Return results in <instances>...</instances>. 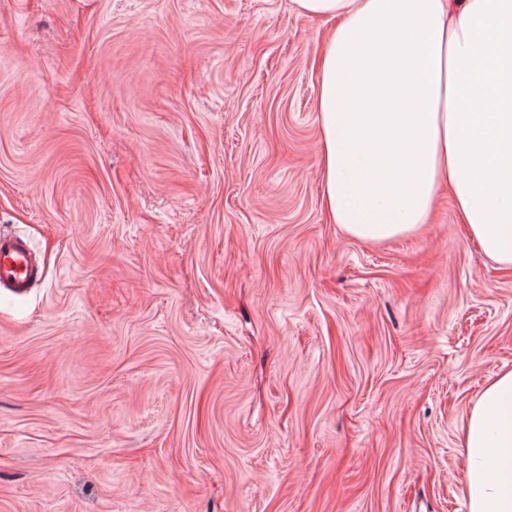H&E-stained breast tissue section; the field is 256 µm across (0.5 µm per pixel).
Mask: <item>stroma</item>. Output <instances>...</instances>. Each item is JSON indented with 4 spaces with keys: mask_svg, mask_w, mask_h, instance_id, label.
Here are the masks:
<instances>
[{
    "mask_svg": "<svg viewBox=\"0 0 512 512\" xmlns=\"http://www.w3.org/2000/svg\"><path fill=\"white\" fill-rule=\"evenodd\" d=\"M291 0H0V512H469L512 271L322 202ZM40 277L41 267L29 241L18 233L1 232L0 287L24 293Z\"/></svg>",
    "mask_w": 512,
    "mask_h": 512,
    "instance_id": "1",
    "label": "stroma"
}]
</instances>
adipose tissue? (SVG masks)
Segmentation results:
<instances>
[{
	"label": "adipose tissue",
	"mask_w": 512,
	"mask_h": 512,
	"mask_svg": "<svg viewBox=\"0 0 512 512\" xmlns=\"http://www.w3.org/2000/svg\"><path fill=\"white\" fill-rule=\"evenodd\" d=\"M332 22L319 61L323 198L351 237L426 223L440 184L512 269V0H293ZM470 512H512V370L463 424Z\"/></svg>",
	"instance_id": "1"
}]
</instances>
